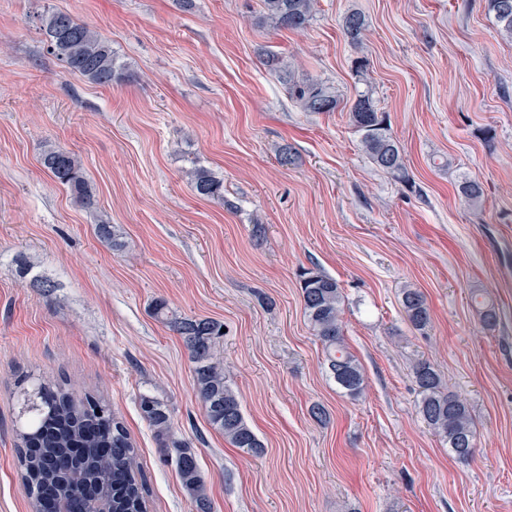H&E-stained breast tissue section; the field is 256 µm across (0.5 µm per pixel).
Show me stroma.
<instances>
[{
  "instance_id": "35a3bbf8",
  "label": "stroma",
  "mask_w": 512,
  "mask_h": 512,
  "mask_svg": "<svg viewBox=\"0 0 512 512\" xmlns=\"http://www.w3.org/2000/svg\"><path fill=\"white\" fill-rule=\"evenodd\" d=\"M352 9L367 21L355 44L342 30ZM51 10L107 38L126 80L66 72L39 29ZM259 12V0H0V512H30L14 436L15 380L29 373L109 400L140 452L149 512L192 507L140 415L147 391L194 449L212 512H512V38L488 0H318L300 31ZM271 55L333 86L341 108L300 111ZM361 63L407 179L375 166L349 121ZM47 145L78 157L95 208L44 170ZM196 165L223 178V199L195 193ZM101 220L124 251L98 239ZM305 270L342 289L359 399L323 365ZM407 286L427 299L426 332L404 317ZM475 294L496 304L495 326ZM159 297L223 322L217 354L260 453L209 426L181 339L151 314ZM420 359L466 402L471 461L418 416Z\"/></svg>"
}]
</instances>
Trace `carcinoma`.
<instances>
[{
    "label": "carcinoma",
    "instance_id": "cac0c4a2",
    "mask_svg": "<svg viewBox=\"0 0 512 512\" xmlns=\"http://www.w3.org/2000/svg\"><path fill=\"white\" fill-rule=\"evenodd\" d=\"M261 5L263 19L274 28L301 30L309 23L316 0H261ZM489 9L499 31L512 37V0H489ZM41 26L51 53L65 69L100 86L124 79L125 65L109 42L88 24L69 13L52 11L42 16ZM342 28L351 43H358L366 30L364 15L358 11L347 13ZM266 63L284 72L288 93L302 111L334 112L339 108L341 100L329 84L317 79H294L291 60L272 56ZM348 112L371 161L383 170L404 172L400 146L372 92H357ZM40 162L73 198L87 209L94 208L95 195L72 152L50 147L43 151ZM189 176L199 196L224 199V180L211 170L195 167ZM96 235L115 251L124 248L110 224L96 225ZM301 293L304 312L321 343L330 376L345 396L358 399L365 390V375L345 343L340 320L343 295L338 282L319 272H306ZM401 302L414 329L421 331L430 325V308L422 291L403 289ZM477 306L483 324L496 325L498 311L494 304L483 300ZM152 314L180 336L192 364L197 398L211 428L235 448L260 451L262 443L247 422L241 401L224 373V364L215 353L224 337V324L210 317L182 315L163 298L154 300ZM412 376L420 394V418L448 443V451L456 459H472L476 432L468 406L443 388L439 373L429 361L415 362ZM18 401L22 405V414L16 420L20 476L28 489L32 512H48L46 488L54 492V501H65L70 512H91L98 497L110 499L112 512H148L136 447L126 425L104 399L91 394L78 398L64 383L33 379L20 386ZM138 407L156 439L166 448H176L177 474L194 512H211L196 454L172 439L168 404L146 392L139 394Z\"/></svg>",
    "mask_w": 512,
    "mask_h": 512
}]
</instances>
